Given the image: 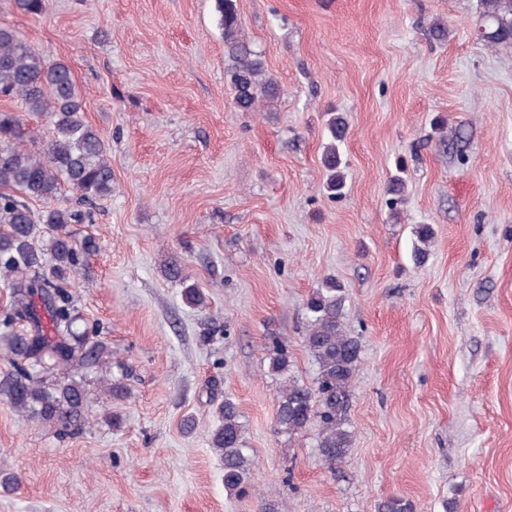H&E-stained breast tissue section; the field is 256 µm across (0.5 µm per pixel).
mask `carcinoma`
<instances>
[{
	"mask_svg": "<svg viewBox=\"0 0 512 512\" xmlns=\"http://www.w3.org/2000/svg\"><path fill=\"white\" fill-rule=\"evenodd\" d=\"M484 25L479 32L488 45L512 44V0H481ZM217 26L224 38L226 77L233 104L240 112L273 110L282 89L269 74L262 55L247 38L237 0H214ZM0 97L14 99L18 112L0 111V285L11 304L0 320L14 368L0 374V399L22 417L41 423L61 439L90 424V377L118 397L123 386L104 376L112 357L108 343L89 328L76 307L73 286L84 271L85 255L97 248L91 239L78 241L68 225L90 212L57 205L63 188L91 205L112 195V166L101 133L84 116L83 104L69 64L50 60L11 28L0 27ZM45 117L52 135L34 148L35 131L25 113ZM328 141L321 156L326 188L339 197L345 187L340 146L348 123L340 113L327 120ZM49 203L34 214L28 200ZM411 253L415 265L425 263L435 238L430 224L415 228ZM187 304L202 309L206 300L196 285L181 291ZM345 288L332 278L314 289L306 302L304 347L316 365L312 385L289 374L285 345L269 356V372L281 377L277 389V422L290 434L318 427L316 448L330 467L345 462L352 433L345 415L353 395L361 344L343 324ZM219 425L208 445L224 461V489L247 493L254 459L245 448L242 414L229 398L217 406ZM379 512H414L410 501L391 496Z\"/></svg>",
	"mask_w": 512,
	"mask_h": 512,
	"instance_id": "1",
	"label": "carcinoma"
}]
</instances>
